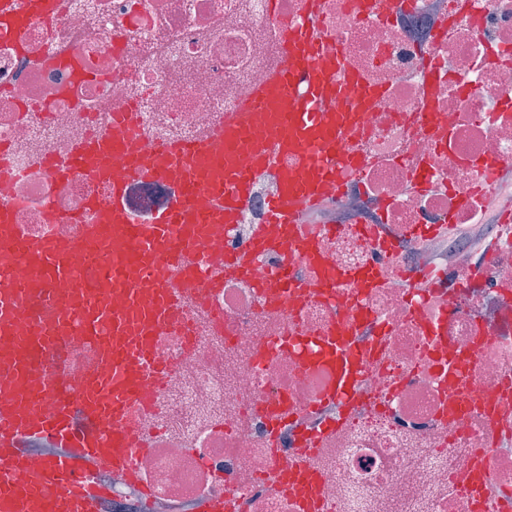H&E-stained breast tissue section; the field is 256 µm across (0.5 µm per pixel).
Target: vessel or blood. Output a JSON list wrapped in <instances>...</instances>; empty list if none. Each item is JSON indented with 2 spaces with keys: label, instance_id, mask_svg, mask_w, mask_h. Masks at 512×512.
<instances>
[{
  "label": "vessel or blood",
  "instance_id": "b4317fda",
  "mask_svg": "<svg viewBox=\"0 0 512 512\" xmlns=\"http://www.w3.org/2000/svg\"><path fill=\"white\" fill-rule=\"evenodd\" d=\"M56 9L57 0H0V30L22 34ZM318 11L319 0H308L302 17L281 20L277 65L212 133L223 154L210 139L147 147L137 126L121 139L103 131L44 159L59 182L78 175L97 188L84 212H50L56 233H22L13 206L0 203V512H99L110 493L99 474H134L147 450L133 412L153 405L155 383L171 370L159 347L181 328L183 304L223 287L225 275L249 273L260 252L279 248L289 260L313 252L299 206L319 202L337 165L361 164L347 135L363 119L336 109L347 75L328 60L336 48ZM268 173L282 187L265 224L249 248L207 267L211 229L235 223ZM136 182L175 190L153 223L129 218L126 189ZM332 349V391L342 399L376 347L349 322ZM71 371L75 382L64 384ZM31 447L49 448L48 459L16 480ZM270 477L283 491L313 479L303 456L274 462ZM463 490L475 512H495L488 482L468 478Z\"/></svg>",
  "mask_w": 512,
  "mask_h": 512
}]
</instances>
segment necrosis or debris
<instances>
[{
  "instance_id": "4bbe7bcc",
  "label": "necrosis or debris",
  "mask_w": 512,
  "mask_h": 512,
  "mask_svg": "<svg viewBox=\"0 0 512 512\" xmlns=\"http://www.w3.org/2000/svg\"><path fill=\"white\" fill-rule=\"evenodd\" d=\"M306 2L279 0L275 16L269 0H59L54 20L19 37L0 31V146L10 158L0 202L27 232L52 233L48 212L82 210L95 188L59 183L42 157L99 127L125 136L115 119L125 107L145 142L204 137L265 80L279 18L301 17ZM320 22L357 75L336 109L364 104L351 142L363 163L325 187L307 227L317 257L262 253L207 306L188 302L196 339L162 345L172 369L140 414L152 439L139 481L105 473L100 512H175L212 495L238 512H305L304 494L269 486L272 452L293 457L303 437L271 412L323 409L333 383L324 340L343 315L372 323L381 353L341 428L320 424L309 464L330 512H471L457 479L477 454L499 512H512V424H491L480 408L512 386V225L493 224L482 254L430 230L499 209L498 191L480 184L482 171L512 163V0H474L465 14L456 0H320ZM280 188L273 175L254 183L209 265L250 245ZM172 196L144 182L126 207L148 224ZM285 264L303 280L320 264L377 285L269 297L262 285Z\"/></svg>"
}]
</instances>
